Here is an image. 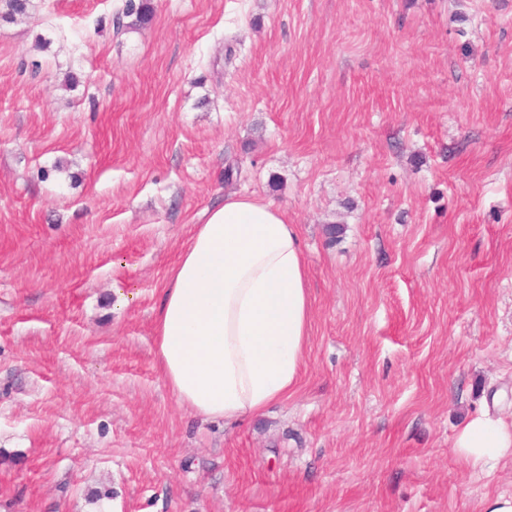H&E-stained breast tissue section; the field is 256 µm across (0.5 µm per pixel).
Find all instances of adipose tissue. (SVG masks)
Returning a JSON list of instances; mask_svg holds the SVG:
<instances>
[{"instance_id": "1", "label": "adipose tissue", "mask_w": 512, "mask_h": 512, "mask_svg": "<svg viewBox=\"0 0 512 512\" xmlns=\"http://www.w3.org/2000/svg\"><path fill=\"white\" fill-rule=\"evenodd\" d=\"M307 270L283 210L225 197L195 225L156 319V363L177 403L207 418L262 412L294 391L310 324ZM455 446L475 467L512 457V425L480 413Z\"/></svg>"}]
</instances>
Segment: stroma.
<instances>
[{"instance_id":"obj_1","label":"stroma","mask_w":512,"mask_h":512,"mask_svg":"<svg viewBox=\"0 0 512 512\" xmlns=\"http://www.w3.org/2000/svg\"><path fill=\"white\" fill-rule=\"evenodd\" d=\"M31 0L0 19V512H483L512 460V0ZM274 202L312 302L239 421L155 362L208 208ZM133 292L122 303L121 292ZM454 447L473 467L483 468L511 456L512 425L482 412L458 434Z\"/></svg>"}]
</instances>
